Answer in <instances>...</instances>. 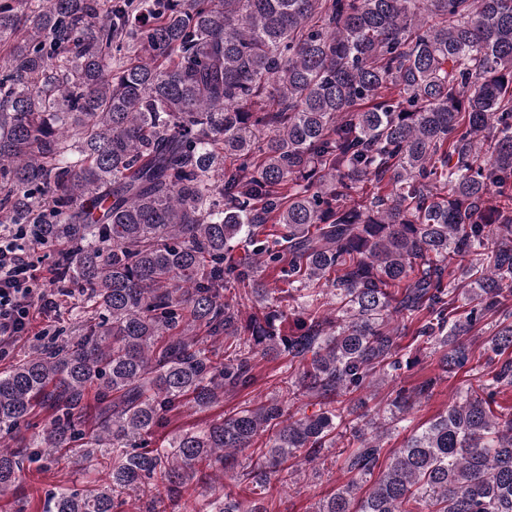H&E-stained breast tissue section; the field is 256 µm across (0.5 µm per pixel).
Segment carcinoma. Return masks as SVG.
I'll list each match as a JSON object with an SVG mask.
<instances>
[{
  "label": "carcinoma",
  "instance_id": "obj_1",
  "mask_svg": "<svg viewBox=\"0 0 512 512\" xmlns=\"http://www.w3.org/2000/svg\"><path fill=\"white\" fill-rule=\"evenodd\" d=\"M0 59V225L59 247L54 281L82 289L78 335L0 373L1 489L26 460L102 457L94 488L43 512H125L140 490L161 512L264 434L249 507L202 498L268 512L291 461L345 428L352 477L315 512H512V356L495 362L512 352L495 319L512 298V0H0ZM242 288L260 303L246 319ZM288 299L307 318L284 334ZM488 322L493 367L463 399L413 427L435 378L392 388L386 418L366 405L404 330L452 377ZM259 356L294 380L149 447L169 413L249 388ZM304 398L316 410L291 412ZM37 408L49 424L25 443Z\"/></svg>",
  "mask_w": 512,
  "mask_h": 512
}]
</instances>
